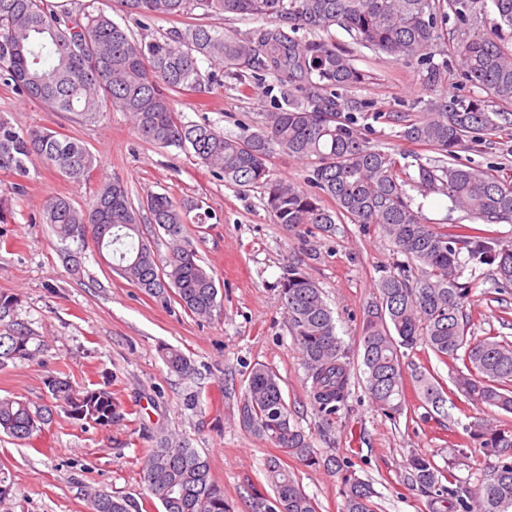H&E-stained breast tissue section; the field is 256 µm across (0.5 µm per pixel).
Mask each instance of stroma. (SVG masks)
<instances>
[{
    "label": "stroma",
    "mask_w": 512,
    "mask_h": 512,
    "mask_svg": "<svg viewBox=\"0 0 512 512\" xmlns=\"http://www.w3.org/2000/svg\"><path fill=\"white\" fill-rule=\"evenodd\" d=\"M125 24L136 38L149 40L191 25L243 36L259 22L196 11L150 20L129 17ZM334 38L368 74L352 92L368 104L357 113V126L372 144L393 153L407 173H415L432 153L402 141L399 125L386 115L418 111L419 100L429 96L424 70L416 62L359 46L343 30H336ZM270 106L269 97L243 90L229 76L207 106H199L191 95L176 98L183 121L204 120L232 135L260 125ZM0 114L20 128H48L79 138L99 164L90 181L76 184L33 161L27 188L19 195L11 191V177L0 173V195H10L14 211L12 223L0 225V293L17 295L16 313L35 335L32 358L0 367V396L39 403L48 375H68L80 386L105 373L112 379L113 395L138 409L107 430L80 427L60 412L29 442L0 436V467L15 491L9 512H88L87 495L98 489L141 502L142 512H160L142 481L141 459L163 431L182 435L208 457L231 512H252L254 494H273L265 464L279 453L239 424L240 399L257 364L277 372L290 421L314 448L347 460L357 476L372 481L376 512H429L427 495L407 478V462L415 454L469 485L483 478L488 461L466 432L481 410L464 396L455 397L442 424L426 419L415 391H407L403 411L393 417L381 413L370 398L361 356L364 313L378 296L385 269L405 260L380 225L346 223L330 233L311 224L287 230L265 210L260 189L239 191L193 155L143 141L127 114L117 109L108 107L96 120L80 121L0 85ZM462 160L512 175V128H502L480 150L463 152ZM114 176L126 182L137 209L154 193L201 200L209 219L190 225L189 233L219 289L222 310L212 319L195 318L178 304L145 295L114 272L109 254L93 245L85 246L79 272L63 263L51 227L37 221L44 200L61 195L83 207L98 184ZM292 259L321 288L351 361L348 405L329 419L310 397L285 319L279 280ZM471 270L474 290L467 312L472 332L512 340V292L498 294L492 266L475 264ZM167 347L192 361L191 377L168 369L163 359ZM190 392L198 397L193 410L184 405ZM287 464L316 499L319 512H342L340 473L292 457Z\"/></svg>",
    "instance_id": "1"
}]
</instances>
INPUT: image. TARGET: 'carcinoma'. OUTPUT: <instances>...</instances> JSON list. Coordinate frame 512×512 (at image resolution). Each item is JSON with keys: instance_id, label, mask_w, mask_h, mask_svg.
Masks as SVG:
<instances>
[{"instance_id": "carcinoma-1", "label": "carcinoma", "mask_w": 512, "mask_h": 512, "mask_svg": "<svg viewBox=\"0 0 512 512\" xmlns=\"http://www.w3.org/2000/svg\"><path fill=\"white\" fill-rule=\"evenodd\" d=\"M492 5L498 26L512 29V0H118L119 11L144 18L205 14L256 16L265 25L245 37L190 26L162 39L140 41L92 3L71 0H0V83L52 112L94 120L107 104L129 115L137 135L163 148L194 155L198 163L246 192L259 187L274 223L287 228L314 224L326 232L336 221L379 224L397 250L416 263L417 273L398 268L378 282L379 300L363 320L361 344L368 391L375 406L392 417L405 403V350L421 343L456 371L454 385L476 405L512 414V341L470 337L466 313L472 288L462 281L468 260L495 266L496 288H512V242L467 224L432 226L423 205L413 206L406 186L423 198L438 195L482 224H512V179L475 169L460 153L487 143L501 124L512 125V45L500 34L480 29ZM454 18L455 31L443 28ZM346 31L359 45L426 67L430 96L417 112H391L401 137L436 154L418 163L415 177L401 176L392 155L376 149L355 126L353 113L367 108L348 92L367 75L351 56L336 48L332 31ZM304 30L310 39L297 37ZM455 40L462 78L487 93L498 109L464 103L437 91L446 66L434 62L438 47ZM214 70L202 73L199 62ZM268 95L274 110L255 131L233 136L203 122H184L174 94L204 96L223 85L222 74ZM275 83L263 86L260 77ZM312 163L303 187L270 177L267 163L276 150ZM38 159L74 183L87 180L96 159L77 138L54 130L13 125L0 115V172L13 179L11 190L25 191L29 163ZM332 205H326V200ZM146 219L170 238L160 262L142 235L123 180L101 182L87 206L65 198L47 199L39 223L58 240L84 248L93 242L117 261V270L144 294L173 298L182 310L209 319L220 309L214 277L199 263L188 232L189 214L202 209L194 200L165 194L146 201ZM281 297L293 345L301 356L310 397L324 416L346 405L351 362L336 334L333 312L322 290L295 262L280 280ZM18 298L0 294V366L28 360L32 331L14 319ZM170 371L189 377L191 360L168 348ZM411 378L429 415L448 416V388L424 367ZM46 401L33 404L0 397V434L26 442L52 422L56 409L81 425L107 429L128 410L112 396L111 383L74 386L58 376L45 381ZM240 425L277 446L265 471L274 497L260 498L257 512H318L288 471L286 458L307 465L343 469L322 457L305 433L290 423L280 378L270 367L251 368L239 407ZM469 438L493 459L480 482L448 476L428 458L409 460L411 481L430 497L432 512H512V429L481 418ZM143 481L161 512H229L224 490L211 476L210 463L190 443L164 434L142 460ZM342 512H374L371 482L345 471ZM89 512H140L125 496L107 491L90 495Z\"/></svg>"}]
</instances>
